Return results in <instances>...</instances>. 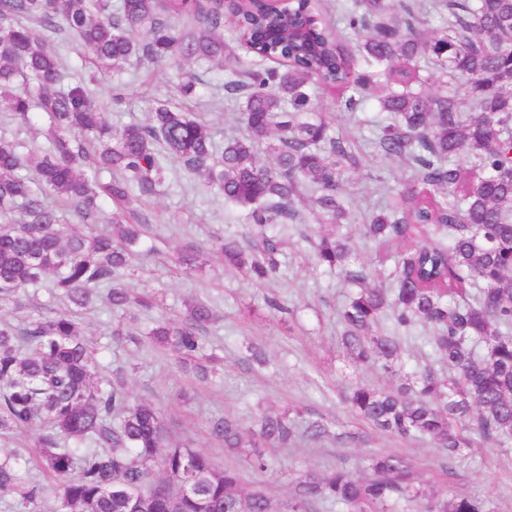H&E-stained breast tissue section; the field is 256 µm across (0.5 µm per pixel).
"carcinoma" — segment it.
<instances>
[{
    "label": "carcinoma",
    "instance_id": "1",
    "mask_svg": "<svg viewBox=\"0 0 512 512\" xmlns=\"http://www.w3.org/2000/svg\"><path fill=\"white\" fill-rule=\"evenodd\" d=\"M292 6L307 44L288 40V16L239 0H0V112L18 123L0 132V311L19 310L28 289L45 286L52 304L12 323L0 320V435L33 432L40 470L58 480L53 512H276L264 489L243 487L235 466L168 441L151 403L132 400L123 373L100 375V349L82 337L79 316L101 298L109 309L143 304L125 286L143 255L169 164L204 184L205 194L244 210L246 241L216 239L208 255L253 282L279 269L275 224L312 221L300 229L314 265L354 288L339 312L347 362L378 364L385 384L354 382L345 401L371 428L404 440H429L443 463L473 439L512 442V0H433L447 15L432 33L420 26L421 6L352 0L340 21L357 36L348 53L313 11ZM234 42L253 56L243 75L223 83L242 101L248 135L213 140L199 112L158 104L144 120L114 127L105 106L82 83L63 85V61L51 47L66 33L85 48L90 78L121 73L140 57L177 70L174 95L200 82L191 64L234 58ZM464 83L460 99L427 93L420 62ZM24 89L14 91L16 84ZM317 88L354 94L358 109L373 89L384 118L374 152L400 159L411 179L373 208L360 235L371 245L411 243L393 255L388 283H371L351 236V176L363 168L356 140L333 129L334 117L312 102ZM45 116L47 144L32 151L21 131ZM331 225L326 233L323 226ZM212 308L186 306L173 322L151 329L154 346L204 378ZM448 369L404 375L402 341L418 326ZM224 451L265 472L267 449L299 438L288 414L266 415L247 429L234 417L209 421ZM332 434L321 416L304 435ZM287 512H492L475 494L446 498L420 486L405 457H374L363 476L338 465L292 477ZM0 492L22 512H43L46 487L16 453L0 454Z\"/></svg>",
    "mask_w": 512,
    "mask_h": 512
}]
</instances>
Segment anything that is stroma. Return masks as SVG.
Here are the masks:
<instances>
[{
  "label": "stroma",
  "mask_w": 512,
  "mask_h": 512,
  "mask_svg": "<svg viewBox=\"0 0 512 512\" xmlns=\"http://www.w3.org/2000/svg\"><path fill=\"white\" fill-rule=\"evenodd\" d=\"M231 63L198 66L201 82L187 107L203 113L213 138L244 134L240 106L225 101L222 84L231 73ZM168 68L132 59L120 77H102L88 83L87 92L105 102L106 118L120 126L143 119L157 103L172 97L167 81ZM120 87L124 98L110 99L112 87ZM323 111L336 115V126L348 130L357 141L372 138L380 114L373 100H364L359 111L347 113L337 108L335 93L317 90ZM366 169L381 171L384 188L365 176H356L351 188V208L356 218L364 216L381 201L383 190H400L411 177L409 167L397 159L366 155ZM202 186L182 181L169 172L165 188L151 208L163 216L154 225L144 246L146 253L127 285L136 293L150 296V310L113 312L95 305L81 317L86 340L105 342L115 326L144 328L153 321L179 315L186 301L199 298L215 308L218 319L210 329L209 339L218 347L221 358L215 374L208 380L187 377L168 357L148 341L110 345L101 354L109 369L126 373L127 390L134 399L152 402L161 413L172 441L188 444L212 456L218 465H239L237 456L225 453L212 439L207 422L215 415H230L245 426H253L267 414L281 412L319 415L334 421L336 431L356 428L344 400L349 385L357 380L380 383L384 377L373 367L346 365L339 344L338 313L346 301L348 289L341 277L314 268L311 248L300 236L299 227L288 225L281 232L280 268L267 284L256 285L230 268L207 263L187 276H173L167 271L180 250L188 244L208 248L216 237H242L245 231L242 209L215 198L201 202ZM277 295L294 307L293 318L274 314L266 305L268 295ZM264 349L267 362L258 366L246 362L247 348ZM392 452L406 457L421 484L439 494L450 491L489 497L494 512H512V445H481L462 449L452 469L441 470L438 451L424 441L399 440L386 434L372 433L368 443L340 447L334 440L304 442L294 448L271 449L272 466L260 474L244 469V487L263 485L275 512H284L291 493V474L300 471L321 472L343 462L357 473H366L377 454Z\"/></svg>",
  "instance_id": "stroma-1"
}]
</instances>
